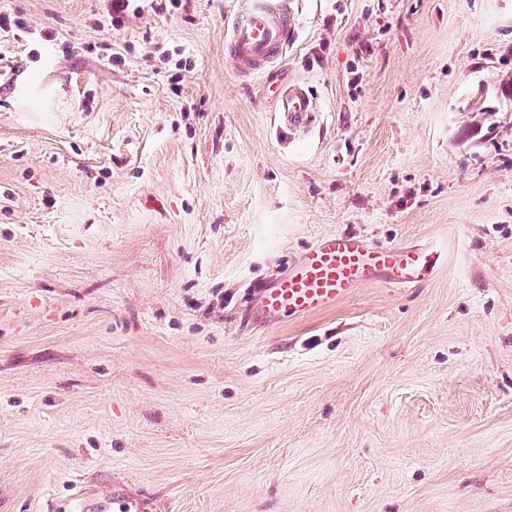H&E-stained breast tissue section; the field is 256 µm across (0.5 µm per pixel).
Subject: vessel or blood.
<instances>
[{"label":"vessel or blood","mask_w":512,"mask_h":512,"mask_svg":"<svg viewBox=\"0 0 512 512\" xmlns=\"http://www.w3.org/2000/svg\"><path fill=\"white\" fill-rule=\"evenodd\" d=\"M295 0H236L226 17V47L237 72L264 76L278 63L296 33ZM278 128L307 130L318 110L309 89L292 80L273 88ZM435 252L383 245L355 233H328L267 287L258 289L255 314L263 321L301 317L325 309L357 288L385 282L408 287L430 275ZM71 512H155L152 499L111 488H84L70 500Z\"/></svg>","instance_id":"b4317fda"}]
</instances>
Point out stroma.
I'll list each match as a JSON object with an SVG mask.
<instances>
[{
    "instance_id": "1",
    "label": "stroma",
    "mask_w": 512,
    "mask_h": 512,
    "mask_svg": "<svg viewBox=\"0 0 512 512\" xmlns=\"http://www.w3.org/2000/svg\"><path fill=\"white\" fill-rule=\"evenodd\" d=\"M110 23L0 0V496L121 479L159 512H512V0H299L281 65L224 55L232 0ZM318 115L276 134L271 88ZM438 248L264 322L329 232Z\"/></svg>"
}]
</instances>
